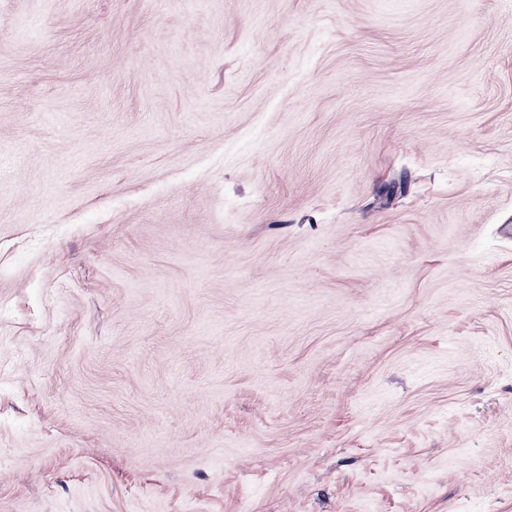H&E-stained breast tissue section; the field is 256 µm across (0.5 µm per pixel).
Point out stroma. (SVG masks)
Instances as JSON below:
<instances>
[{
    "label": "stroma",
    "mask_w": 512,
    "mask_h": 512,
    "mask_svg": "<svg viewBox=\"0 0 512 512\" xmlns=\"http://www.w3.org/2000/svg\"><path fill=\"white\" fill-rule=\"evenodd\" d=\"M0 512H512V0H0Z\"/></svg>",
    "instance_id": "35a3bbf8"
}]
</instances>
